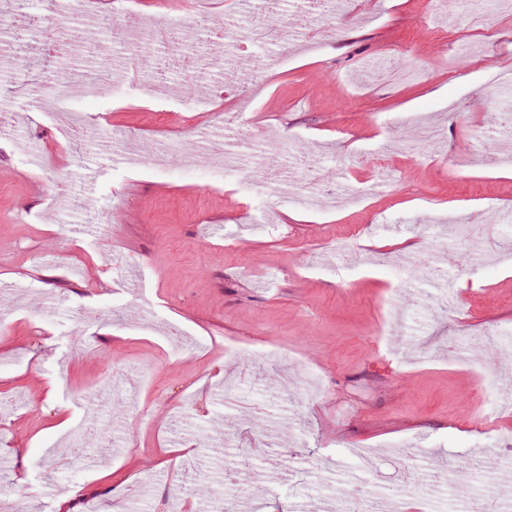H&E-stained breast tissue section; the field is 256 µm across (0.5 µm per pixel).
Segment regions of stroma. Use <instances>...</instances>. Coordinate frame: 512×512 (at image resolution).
Instances as JSON below:
<instances>
[{"label": "stroma", "mask_w": 512, "mask_h": 512, "mask_svg": "<svg viewBox=\"0 0 512 512\" xmlns=\"http://www.w3.org/2000/svg\"><path fill=\"white\" fill-rule=\"evenodd\" d=\"M343 4L317 18L281 0L267 20L300 43L282 61L247 40L241 0H112L186 32L191 89L166 55L135 73L128 48L102 61L80 44L63 67L117 81L108 99H48L88 117L81 137L34 120L0 133V512H448L452 500L468 512L472 484L486 512H512V404L489 397L512 365L482 345L512 335V226L493 219L512 208L500 155L512 141L489 123L483 81L486 66L512 71V12H489L476 58L453 72L431 0ZM204 12L224 18L222 50ZM386 55L425 77L347 83ZM258 82L244 134L224 112ZM412 119L442 138L409 159ZM34 141L39 171L20 161ZM216 148L226 167L205 163ZM383 163L396 176L384 193L339 205ZM310 165L328 196L295 204L288 179ZM57 183L74 197L61 213L45 209ZM259 209L272 222L257 224ZM460 220L471 236L443 234ZM390 236L421 247L376 249ZM115 252L128 265L101 281ZM113 370L133 389L106 413L87 396ZM61 405L98 433L92 461L65 469L51 464L70 444Z\"/></svg>", "instance_id": "obj_1"}]
</instances>
